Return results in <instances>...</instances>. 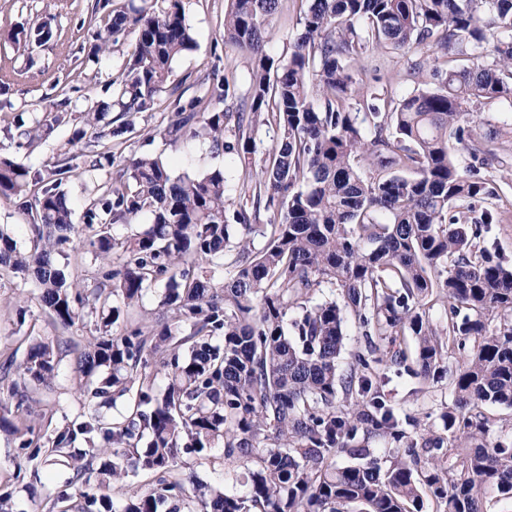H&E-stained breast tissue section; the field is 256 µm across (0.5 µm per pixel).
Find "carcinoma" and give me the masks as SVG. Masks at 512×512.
<instances>
[{
	"mask_svg": "<svg viewBox=\"0 0 512 512\" xmlns=\"http://www.w3.org/2000/svg\"><path fill=\"white\" fill-rule=\"evenodd\" d=\"M140 2L100 5L99 49L131 35L136 47L71 145L127 141L194 45L183 0ZM229 2L224 42L252 59L247 109L220 108L231 87L219 80L177 105L164 132L204 137L244 162L242 200L228 197L221 168L174 176L144 155L104 182L78 227L61 190L70 158L33 173L0 155V198L18 204L34 233L21 253L0 229V270L31 278L57 325L91 317L99 332L77 360L86 391L74 420L43 442L14 429L33 477L64 463L81 512H483L490 490L512 502V438L495 434L481 411L512 408V267L488 241L490 210L477 208L496 188L477 167H461L454 146L470 133L469 102L497 100L512 112V0H306L283 63L264 50L281 0ZM51 37L38 26L15 43ZM386 49L421 54L399 98L357 88L355 58ZM437 49L469 64L429 70ZM60 120L27 127L16 116L32 141ZM263 127L274 136L257 168L248 158ZM366 160L373 168L364 171ZM84 165L102 171L114 157L99 152ZM146 213V230L111 233ZM81 234L102 263L92 288L68 281L56 260ZM213 258L232 268L222 284L195 272ZM159 280L167 319L118 327L111 298L133 307ZM325 284L338 296L314 300ZM434 300L448 310L440 327ZM349 320L364 344L340 373ZM72 349L38 342L23 359L7 358L0 370L14 379L0 387V408L16 397L20 410L50 389ZM452 351L464 361L450 373ZM390 370L424 382L451 375L455 401L439 415L442 429L388 403L379 383ZM341 393L353 403L340 404ZM116 396L124 409L104 414ZM372 438L386 440L389 459L370 455ZM215 448L223 465L240 468L242 490L188 465ZM341 454L353 462L337 464ZM140 474L149 480L123 496L126 478Z\"/></svg>",
	"mask_w": 512,
	"mask_h": 512,
	"instance_id": "obj_1",
	"label": "carcinoma"
}]
</instances>
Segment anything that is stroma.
<instances>
[{"instance_id": "1", "label": "stroma", "mask_w": 512, "mask_h": 512, "mask_svg": "<svg viewBox=\"0 0 512 512\" xmlns=\"http://www.w3.org/2000/svg\"><path fill=\"white\" fill-rule=\"evenodd\" d=\"M98 0H0V152L11 154L16 161L37 171L51 165L58 155L71 151L76 158L96 151L97 145L86 139L70 145L75 125L93 101L105 96L123 63L135 50L134 40L99 53L88 60L91 45L97 42L96 29L88 22ZM228 0H185L186 19L196 46L185 52L174 64L166 89L158 93L152 111L138 115L135 137L112 145L117 165L149 154L159 157L174 175L210 169H224L228 176V195L237 197L241 168L235 159L212 153L207 142L184 139L177 142L164 138L162 131L174 110L175 98L190 100L203 95L204 79L228 78L235 93L224 106L235 109L243 100L249 81L251 59L224 41V13ZM301 0H282V8L271 22L272 37L266 43L267 54L285 59L301 31ZM46 25L52 38L31 46L23 54L11 43L12 35L21 28ZM412 54L398 51L368 52L357 63L363 88H375L399 95L410 86L409 68ZM501 104L485 100L471 105L470 127L476 137L491 141L497 157L485 166L482 174L492 180L497 198L486 201L494 215L488 239L507 264H512V118L501 114ZM66 112L64 123L33 146H25L14 118L18 113ZM33 286L10 273L0 274V361L10 353L25 354L29 342L59 336L88 344L95 336L92 321L77 324L68 331L56 330L47 310L32 296ZM382 390L399 411L423 418L426 425L441 429L439 414L452 405L453 389L449 379L425 385L417 380L387 373ZM81 396L79 381L71 362H63L50 391L42 402L30 403L23 415L8 413V422L0 426V486L12 494L14 512H38L41 500L63 489L69 472L53 466L32 481L26 462L18 450V439L10 424L22 419L34 433L51 431L72 420Z\"/></svg>"}]
</instances>
